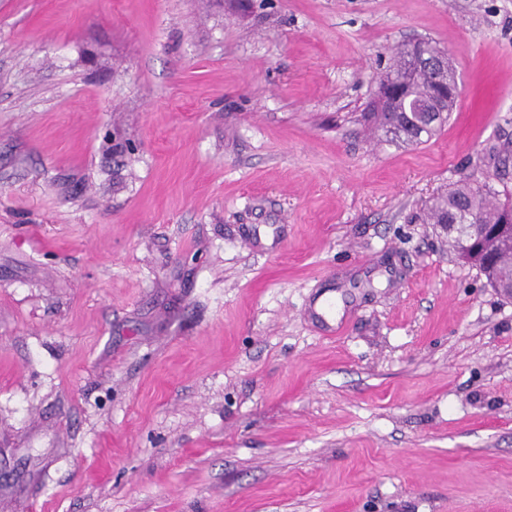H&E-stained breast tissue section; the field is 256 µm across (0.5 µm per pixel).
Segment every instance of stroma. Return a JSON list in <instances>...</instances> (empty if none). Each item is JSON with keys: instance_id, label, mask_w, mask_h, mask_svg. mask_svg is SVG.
Segmentation results:
<instances>
[{"instance_id": "obj_1", "label": "stroma", "mask_w": 512, "mask_h": 512, "mask_svg": "<svg viewBox=\"0 0 512 512\" xmlns=\"http://www.w3.org/2000/svg\"><path fill=\"white\" fill-rule=\"evenodd\" d=\"M485 172L512 0H0V512H512V298L426 220ZM433 47L424 42L401 49L380 79V91L395 86L399 92L386 99L379 94L375 112L370 115L401 144L427 142L441 130L456 108L458 90L452 87L456 72L448 77V64L442 61L433 78L431 69L417 63V53L430 52ZM392 92V88L383 90L385 96Z\"/></svg>"}]
</instances>
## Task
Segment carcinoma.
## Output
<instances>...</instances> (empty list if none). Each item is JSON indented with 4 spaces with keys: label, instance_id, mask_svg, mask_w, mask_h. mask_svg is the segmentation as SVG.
<instances>
[{
    "label": "carcinoma",
    "instance_id": "cac0c4a2",
    "mask_svg": "<svg viewBox=\"0 0 512 512\" xmlns=\"http://www.w3.org/2000/svg\"><path fill=\"white\" fill-rule=\"evenodd\" d=\"M433 49L428 42L416 43L396 53L391 65L380 79V88H399L394 97L378 98L373 118L401 144H422L435 136L456 108L458 90L455 77L448 76V64L437 72L417 63V55ZM497 191L491 176L462 180L448 188L430 203L431 224H461L475 217L481 224H498L512 213V203L495 204ZM448 244L466 263L476 267L489 286L512 279V248L488 251L468 246L465 236H448Z\"/></svg>",
    "mask_w": 512,
    "mask_h": 512
}]
</instances>
